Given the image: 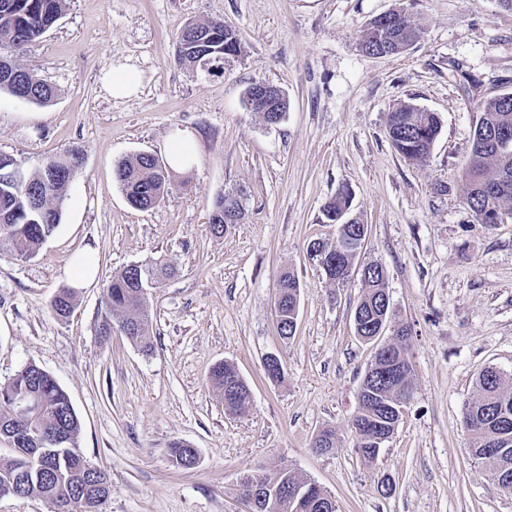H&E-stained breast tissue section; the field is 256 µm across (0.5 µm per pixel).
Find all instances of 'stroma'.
I'll return each instance as SVG.
<instances>
[{
  "label": "stroma",
  "instance_id": "1",
  "mask_svg": "<svg viewBox=\"0 0 512 512\" xmlns=\"http://www.w3.org/2000/svg\"><path fill=\"white\" fill-rule=\"evenodd\" d=\"M394 8L422 27L419 41L392 57L363 54L367 23ZM209 18L236 32L240 53L212 73L180 66L177 34ZM23 60L57 96L42 106L0 92V153L30 173L75 146L85 162L37 253L0 252V385L33 363L69 395L77 446L110 480L102 512H246L237 476L273 461L326 490L337 512H512V493L479 473L463 425L480 371L512 373V219L476 223L462 178L479 103L512 92V11L496 0H68ZM118 65L141 75L127 98L102 82ZM258 80L288 98L278 124L244 104ZM403 102L440 119L425 162L404 158L387 137V115ZM177 133L194 142L191 165L174 168L164 202L133 209L116 162L169 158ZM342 187L367 236L338 288L308 245L333 235L321 209ZM238 189L244 219L213 235V201ZM86 248L96 278L58 320L51 300ZM157 258L175 274L148 292L151 353L118 332L101 341L112 276ZM369 261L386 270L384 341L409 330L414 387L371 462L351 428L377 348L353 321ZM286 269L300 281L288 341L274 311ZM270 354L285 369L276 385L264 376ZM220 362L251 390L233 416L208 381ZM327 428L336 448L315 453ZM178 442L196 448L193 468L173 464Z\"/></svg>",
  "mask_w": 512,
  "mask_h": 512
}]
</instances>
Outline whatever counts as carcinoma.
<instances>
[{"instance_id": "1", "label": "carcinoma", "mask_w": 512, "mask_h": 512, "mask_svg": "<svg viewBox=\"0 0 512 512\" xmlns=\"http://www.w3.org/2000/svg\"><path fill=\"white\" fill-rule=\"evenodd\" d=\"M66 0H0V91L37 105L48 104L55 89L37 78L35 69L18 60L19 53L40 39L61 17ZM421 27L403 9L392 10L385 21L371 20L364 30L359 48L369 56L385 51L398 55L415 43ZM240 50L236 34L224 22L207 20L190 22L178 34L176 57L180 64L196 67L208 58L224 68V61ZM246 106L262 115L267 123H277L288 110V101H278L277 111L245 99ZM474 129L473 148L462 178L466 181V205L479 224H492L504 211L512 212V98L496 96L479 107ZM440 132V120L413 103H402L389 113L387 134L394 149L403 157L423 161ZM84 154L80 147L44 161L37 172L23 174L22 181H0V249L20 257L35 255L61 221L62 207L69 183L79 166L75 156ZM171 166H160L152 153H138L120 160L115 179L128 203L135 209L148 210L160 204L172 190ZM220 215L210 212V231L218 236L241 223L245 205L237 192L221 196ZM351 195L341 188L322 209L321 222L338 224L339 217L350 213ZM354 253H333L318 263L327 281L342 286L350 279ZM363 278L365 292L358 307L366 342L377 341L380 317L386 301L385 273L381 264H366ZM171 274L169 265L154 261L131 264L112 277L105 289L108 312L99 325V334L108 337L112 313L125 319L119 330L148 352L152 349V323L147 304V290ZM75 293L61 289L51 302L55 317L64 319L74 306ZM300 299V282L295 274L280 275L278 300L285 316L280 336L289 340L295 335L292 312ZM369 388L376 393L373 405L357 407L352 420L363 422L372 416L380 421L389 418V407L397 406V382L374 365L364 373ZM209 381L224 399V411L240 412L250 399L248 384L235 368L220 364L210 370ZM478 396L465 410L464 425L469 435L470 453L477 466L504 491L512 493V375L495 367L485 368L476 382ZM24 391L35 402L34 410L19 415L8 402L9 395ZM79 418L62 387L30 364L18 371L5 385H0V438H22L19 448L9 457H0V491L18 489L23 496L42 497L53 504L54 512H100L110 494V485L95 478L90 465L77 450ZM30 448H45L44 468L27 472L26 453ZM172 461L180 468L193 467L191 450L177 443ZM247 488L259 493L265 489L301 486L308 490L306 506L260 503L257 512H322L324 495L317 484L299 478L290 468L275 465L260 472L239 476Z\"/></svg>"}]
</instances>
